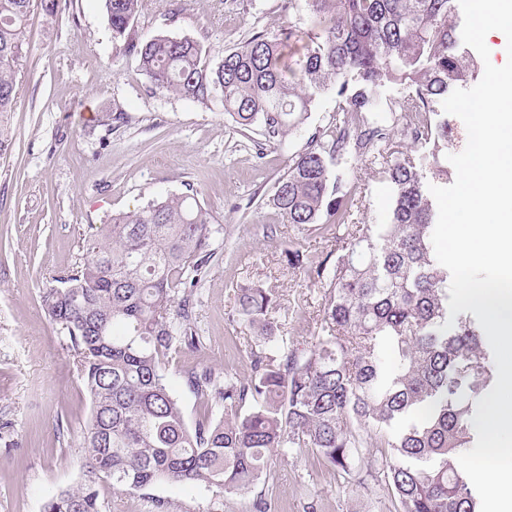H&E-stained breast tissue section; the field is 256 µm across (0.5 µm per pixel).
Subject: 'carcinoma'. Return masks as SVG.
<instances>
[{"mask_svg":"<svg viewBox=\"0 0 512 512\" xmlns=\"http://www.w3.org/2000/svg\"><path fill=\"white\" fill-rule=\"evenodd\" d=\"M53 16L64 0H0V153L14 111L17 66L34 3ZM113 39L135 52L152 88L202 104L221 101L244 131L282 146L308 119L316 95L336 88V115L291 154L271 199L287 224H343L332 262L288 265L324 284L323 316L309 349L279 334L277 303L260 286L237 289L235 317L251 334L250 373L211 367L183 385L204 413L186 422L168 367L201 345L191 301L221 227L194 189L153 199L97 227L88 256L62 286L41 296L50 323L66 334L91 401L75 485L50 495L43 512H100V487L135 493L158 483H194L247 496L271 474L269 461L305 448L342 477L369 476L396 512H480L458 470L470 450L476 402L494 379L482 329L448 318V270L433 252L434 209L414 160L393 150L372 112L388 84L406 130L433 150L448 148V120L432 123L448 91L477 61L458 53L453 0H287L285 52L278 32H262L215 67L190 38L140 42L141 0H103ZM316 28L305 26V20ZM369 158L390 182L387 222L358 224L357 204L331 167Z\"/></svg>","mask_w":512,"mask_h":512,"instance_id":"cac0c4a2","label":"carcinoma"}]
</instances>
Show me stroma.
I'll return each instance as SVG.
<instances>
[{
	"label": "stroma",
	"instance_id": "obj_1",
	"mask_svg": "<svg viewBox=\"0 0 512 512\" xmlns=\"http://www.w3.org/2000/svg\"><path fill=\"white\" fill-rule=\"evenodd\" d=\"M136 39L198 40L211 64L259 32L288 30L285 0H143ZM19 95L0 154V512H42L45 499L73 485L91 402L66 348L47 319L43 289L87 256L99 224L152 199L196 188L222 231L195 296L202 344L168 374L187 422L199 409L182 374L209 366L247 376V334L233 324L235 291L271 289L288 338L311 346L322 318L323 288L289 268L300 250L319 264L335 241L322 224L283 223L270 200L289 156L336 113V93L319 94L306 123L280 147L257 148L219 102L201 104L151 89L139 59L114 41L103 0H67L48 16L33 7ZM115 123H106V115ZM334 174L362 192L363 224L387 220L391 187L375 166L349 160ZM254 492L272 512H395L374 487L343 483L307 449L274 459ZM101 512H247L248 499L190 484H155L136 494L105 490Z\"/></svg>",
	"mask_w": 512,
	"mask_h": 512
}]
</instances>
